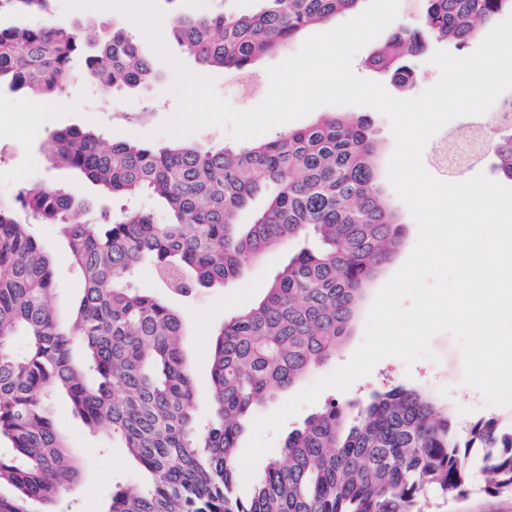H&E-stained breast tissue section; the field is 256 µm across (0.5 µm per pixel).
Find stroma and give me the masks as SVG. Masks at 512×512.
<instances>
[{"label": "stroma", "instance_id": "35a3bbf8", "mask_svg": "<svg viewBox=\"0 0 512 512\" xmlns=\"http://www.w3.org/2000/svg\"><path fill=\"white\" fill-rule=\"evenodd\" d=\"M162 12V22H169L174 14L208 16L224 10L249 13L256 9V0H157ZM420 0H400L397 19L387 33L379 34L370 41L352 60V69L359 77L379 82L394 97L410 99L419 96L434 85L440 76L438 68L430 64L432 51L438 43H431L428 51L422 52L413 61L414 76L407 87L395 86L379 72L369 69L365 60L378 44L384 43L388 33L401 27L416 26L420 17ZM82 18L99 28L119 25L137 42L145 53L150 54L156 72L155 80L147 86L130 92L116 89L101 92L94 85L82 80L72 81L64 92L51 100L28 99L12 92L0 91V199L14 200L19 189L35 181H46L71 189L90 201H97L99 192L95 186L76 173L54 168L44 152L45 141L53 130L77 127L97 132L102 141L124 138L138 142L162 145L171 142V135L162 133V125L171 119L179 108V94L174 87L173 61H180L192 74H206L218 95L238 110H247L260 104L269 90L268 69L296 54L302 39H295L284 48L261 56L250 67L252 87L248 94H237L236 83L240 78L233 70L214 69L201 71L194 59L186 55L174 41L165 46L172 55V62H165L154 55L153 48L142 29L122 11L115 8L66 9L65 0H53L51 21L66 24ZM49 112V123L40 124L36 113ZM394 206L403 222L402 245L391 263L377 276L361 303L352 332L340 344L335 356L304 380L312 385L314 380L326 376L345 364L361 344L365 322L370 306L379 289L406 262L415 246L418 227L408 208L402 201ZM34 236L53 255L54 270L59 291L52 305L58 315H66L81 286V277L71 264L64 241L53 224H33ZM286 243L271 249L250 262L241 279L224 288H198L189 296L172 293L156 276L152 267L144 265L137 269L134 285L163 298L181 312L186 320L184 351L192 366L195 384L201 392L197 401L196 416L207 420L211 413L205 390L209 384V344L214 331L233 314L251 306L261 298L265 288L283 268L292 251ZM432 358L422 359L406 366L396 357L378 362L370 375L357 380L348 391L335 389L323 391L316 403L303 406L290 417L272 439L271 456L281 453L289 432L300 427L312 414L328 402L345 404L367 398L372 392L392 383H402L430 393L435 400L447 408L457 428H466L481 417L494 416L503 421L512 420V408L490 406L482 394L463 385V357L453 336L446 332L434 335L430 341ZM56 422L66 435L76 455L80 475L75 484L62 494L63 501L72 504L75 512H104L113 486L121 481L132 482L135 468L119 443H106L105 439L92 432L79 418L74 417L63 400L52 402ZM484 479L473 473L465 497L445 502L429 497L427 512H512V496L492 495L483 489Z\"/></svg>", "mask_w": 512, "mask_h": 512}]
</instances>
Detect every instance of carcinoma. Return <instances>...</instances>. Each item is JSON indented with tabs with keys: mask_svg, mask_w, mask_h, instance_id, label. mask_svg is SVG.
<instances>
[{
	"mask_svg": "<svg viewBox=\"0 0 512 512\" xmlns=\"http://www.w3.org/2000/svg\"><path fill=\"white\" fill-rule=\"evenodd\" d=\"M22 21L0 25V90L53 99L76 79L103 90L155 79L121 29L90 34L43 19L48 0H6ZM364 0H261L247 14L178 17L170 35L200 65L244 72L301 32L354 12ZM512 0H424L418 27L402 28L366 65L402 82L431 42L460 49ZM494 140L496 169L512 181V122ZM374 131L336 112L243 150L188 143L162 147L64 128L49 138L61 167L103 194L162 203L94 213L75 193L36 183L17 201L32 220L61 226L79 298L64 322L51 255L0 201V512H53L79 464L48 413L64 396L107 440L118 439L143 474L112 493L105 512H422L427 492L466 494L478 469L485 491L512 495V421L464 430L424 390L390 385L360 404L327 403L288 433L251 495H239V439L250 413L292 389L336 353L380 269L401 245L402 225L379 185ZM261 206L249 224L241 211ZM299 247L250 308L224 321L209 349L211 419L197 423L183 318L126 282L148 260L186 293L234 282L268 249ZM23 337L25 347L13 348Z\"/></svg>",
	"mask_w": 512,
	"mask_h": 512,
	"instance_id": "carcinoma-1",
	"label": "carcinoma"
}]
</instances>
